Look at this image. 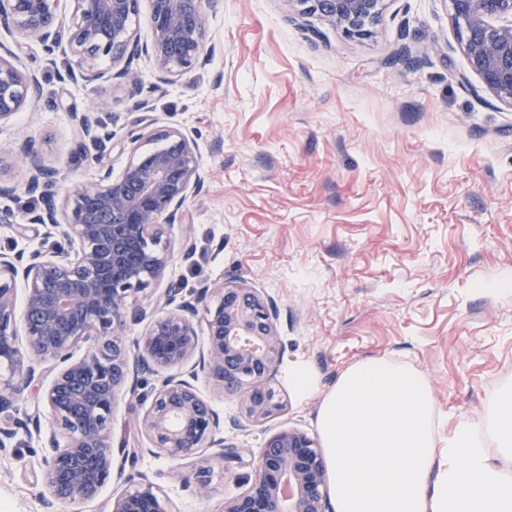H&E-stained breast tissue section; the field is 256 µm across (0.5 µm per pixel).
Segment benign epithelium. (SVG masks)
<instances>
[{
  "label": "benign epithelium",
  "mask_w": 512,
  "mask_h": 512,
  "mask_svg": "<svg viewBox=\"0 0 512 512\" xmlns=\"http://www.w3.org/2000/svg\"><path fill=\"white\" fill-rule=\"evenodd\" d=\"M220 0H151L152 39L141 45L133 29L137 0H73L72 23L62 28L59 0H0V28L37 38L52 55L63 48L79 77L95 86L118 80L131 96L140 90L134 60L146 57L158 79L172 83L206 57L207 10ZM292 18L316 15L348 38L370 35L386 0H282ZM453 19L471 69L483 86L512 106V0H451ZM0 44V122L34 105L42 94L39 76L19 70ZM107 60L111 67L101 68ZM130 135V157L112 176L102 169L89 187L75 192L60 210L51 203L28 223L55 240L41 250L0 252V363L20 380L0 386V449L22 431L41 435L39 413L20 410L24 390L41 379L37 367L50 361L55 376L39 390V403L56 431L49 434L40 461L42 487L57 501L74 506L96 498L112 482V410L123 389L136 394L140 377L195 360L189 378L168 375L154 389L138 419L142 434L173 461L194 459L188 480L196 493L209 492V459L199 449L224 447L219 417L194 384L195 368L224 388L249 385L245 412L255 421L280 410L270 379L279 359L276 314L254 289L223 285L213 302L208 289L195 303L179 301L171 288L163 305L128 306L163 273L168 245L162 226L183 225L187 201L204 181L194 139L173 129ZM162 137L161 149L141 150L139 142ZM17 162L26 167L27 191L45 192L58 183V170L44 164L33 145ZM25 290L23 326L16 315L17 288ZM151 319L144 336L129 348L127 320ZM206 326V352L198 355L195 319ZM85 347L80 357L77 348ZM255 479L224 512H326L327 466L317 442L298 429L271 436L253 458ZM109 512H169L147 482L130 486Z\"/></svg>",
  "instance_id": "7a95c632"
}]
</instances>
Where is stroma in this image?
Returning <instances> with one entry per match:
<instances>
[{
    "mask_svg": "<svg viewBox=\"0 0 512 512\" xmlns=\"http://www.w3.org/2000/svg\"><path fill=\"white\" fill-rule=\"evenodd\" d=\"M207 26L206 65L164 85L139 60L135 98L117 83L71 79L69 54L0 30L14 64L38 71L43 87L36 108L0 124V157L12 164L4 180L14 187L0 196V250L51 246L18 231L27 201L48 202L23 189L14 158L24 142L59 170L64 194L93 183L99 164L120 174L142 119L190 132L205 172L186 205L195 253L184 258L186 237L165 229L167 267L131 302L156 304L172 286L192 301L203 284L241 281L272 304L282 409L250 423L241 392L206 373L196 383L226 445L250 459L288 427L320 438L322 391L367 358L425 378L442 434L480 420L487 398L512 387V106L471 70L450 0H389L361 40L315 17L289 19L280 0H222ZM85 112L104 137H81L75 117ZM301 362L320 393L292 386ZM158 383L148 378L115 404L112 444L137 451L127 475H146L170 512H224L225 499L248 488L250 466L208 449L209 495L186 488L187 465L152 448L137 425ZM40 457L22 433L0 450V512H68L43 495Z\"/></svg>",
    "mask_w": 512,
    "mask_h": 512,
    "instance_id": "1",
    "label": "stroma"
}]
</instances>
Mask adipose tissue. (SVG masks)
Wrapping results in <instances>:
<instances>
[{
    "instance_id": "1",
    "label": "adipose tissue",
    "mask_w": 512,
    "mask_h": 512,
    "mask_svg": "<svg viewBox=\"0 0 512 512\" xmlns=\"http://www.w3.org/2000/svg\"><path fill=\"white\" fill-rule=\"evenodd\" d=\"M318 424L336 512H512V388L445 437L416 370L361 360L323 397Z\"/></svg>"
}]
</instances>
